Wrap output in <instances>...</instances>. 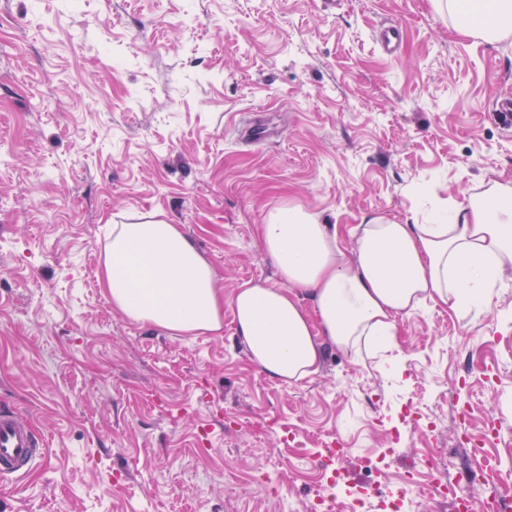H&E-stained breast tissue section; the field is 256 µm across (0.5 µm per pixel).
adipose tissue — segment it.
<instances>
[{
    "mask_svg": "<svg viewBox=\"0 0 512 512\" xmlns=\"http://www.w3.org/2000/svg\"><path fill=\"white\" fill-rule=\"evenodd\" d=\"M459 30L489 42L512 36V0H438ZM280 284L247 282L224 300L216 274L175 224L150 215L112 227L100 283L115 309L175 335L218 333L232 305L235 334L273 379L317 371L323 345L347 352L360 340L385 347L398 316L431 301L457 314L489 308L512 269V185L496 183L429 222L379 217L360 225L350 252L335 227L285 207L260 225Z\"/></svg>",
    "mask_w": 512,
    "mask_h": 512,
    "instance_id": "1",
    "label": "adipose tissue"
}]
</instances>
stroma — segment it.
<instances>
[{
    "mask_svg": "<svg viewBox=\"0 0 512 512\" xmlns=\"http://www.w3.org/2000/svg\"><path fill=\"white\" fill-rule=\"evenodd\" d=\"M500 95L512 37L465 35L433 0H0V407L47 438L0 512H387L409 483L411 512H455L427 489L475 462L512 500V271L490 309L423 302L389 350L328 347L291 382L250 360L232 311L222 334L175 336L99 283L113 225L150 213L229 298L277 282L257 227L280 208L348 251L371 218L512 182Z\"/></svg>",
    "mask_w": 512,
    "mask_h": 512,
    "instance_id": "35a3bbf8",
    "label": "stroma"
}]
</instances>
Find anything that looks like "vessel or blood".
I'll return each instance as SVG.
<instances>
[{"mask_svg": "<svg viewBox=\"0 0 512 512\" xmlns=\"http://www.w3.org/2000/svg\"><path fill=\"white\" fill-rule=\"evenodd\" d=\"M45 437L26 418L0 411V481L25 476L43 456Z\"/></svg>", "mask_w": 512, "mask_h": 512, "instance_id": "obj_1", "label": "vessel or blood"}]
</instances>
